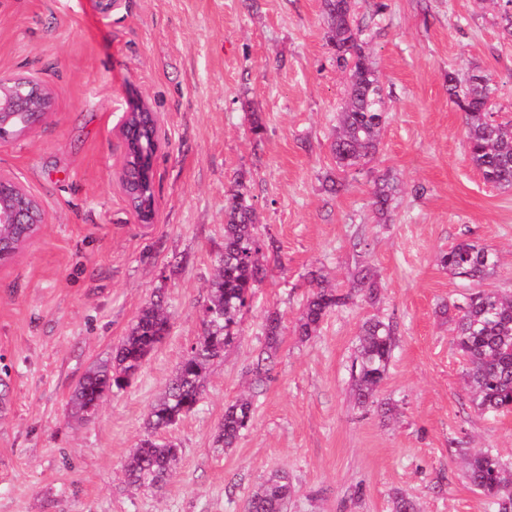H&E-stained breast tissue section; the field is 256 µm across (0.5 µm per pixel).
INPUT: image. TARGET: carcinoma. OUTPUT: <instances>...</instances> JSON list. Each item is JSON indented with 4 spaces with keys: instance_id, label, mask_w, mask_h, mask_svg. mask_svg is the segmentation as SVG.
<instances>
[{
    "instance_id": "obj_1",
    "label": "carcinoma",
    "mask_w": 512,
    "mask_h": 512,
    "mask_svg": "<svg viewBox=\"0 0 512 512\" xmlns=\"http://www.w3.org/2000/svg\"><path fill=\"white\" fill-rule=\"evenodd\" d=\"M329 23L328 40L336 68L346 75L345 99L338 112L331 151L336 166L352 169L373 156L387 120L384 88L377 76L364 39V26L355 14L354 0H323ZM491 78L475 71L461 80L448 73V97L464 114L465 139L470 160L484 180L498 189H512V122L497 121L487 111L495 96ZM396 185L383 176L374 182L372 206L387 219ZM274 242L258 234L254 208L248 203L245 185L238 181L230 190L224 208V257L210 286L204 335L184 355L165 398L150 413L151 428L165 429L195 412L202 399L203 369L236 337L238 316L247 306L254 288L262 281L259 261ZM448 273L476 285L492 275L497 255L468 239L458 241L440 256ZM353 292L373 302L378 296L375 272L359 271ZM351 294H342L314 279L306 298L296 333L312 336L325 316L344 304ZM453 341L468 362L471 401L484 413H503L512 403V295L478 290L454 306ZM168 319L160 303L143 309L112 361L99 366L79 382L71 398L73 407L94 414L98 401L113 390H122L140 371L143 360L161 342ZM282 336L281 320L269 314L265 322L266 348L254 368L257 379L267 373V363L276 354ZM392 325L370 319L362 326L357 356L352 365V394L365 408L374 403L386 378L394 346ZM251 401L240 398L224 409L217 442L230 448L252 422ZM465 459L470 485L491 500L494 512H512V471L490 450L470 453L457 449ZM179 449L172 443L146 438L124 465L127 483L136 489H155L167 479ZM291 489L279 476L258 489L248 500V512H284Z\"/></svg>"
}]
</instances>
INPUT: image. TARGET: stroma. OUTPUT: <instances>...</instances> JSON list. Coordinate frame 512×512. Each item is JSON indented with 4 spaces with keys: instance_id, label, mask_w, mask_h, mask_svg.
I'll list each match as a JSON object with an SVG mask.
<instances>
[{
    "instance_id": "1",
    "label": "stroma",
    "mask_w": 512,
    "mask_h": 512,
    "mask_svg": "<svg viewBox=\"0 0 512 512\" xmlns=\"http://www.w3.org/2000/svg\"><path fill=\"white\" fill-rule=\"evenodd\" d=\"M355 10L387 122L375 157L342 173L330 142L345 77L322 0H119L109 10L102 0H0V77L36 75L54 98L52 112L0 142V174L48 218L0 266V512H245L278 472L293 488L287 512H393L398 492L417 512H491L458 451L512 463V413L478 411L465 389L445 310L470 285L439 256L461 239L495 250L483 286L512 294V191L471 163L447 92L449 73L480 70L497 87L496 111L512 113V35L490 0H355ZM140 106L159 118L151 224L119 183L120 127ZM383 174L397 184L385 221L371 206ZM330 178L343 182L339 194L326 191ZM239 179L259 233L274 240L266 277L237 340L208 365L198 410L156 434L180 449L170 478L157 491L131 488L121 468L204 332ZM365 267L378 300L352 296L314 336H296L310 272L350 293ZM155 299L167 336L129 386L94 415L75 414L78 383ZM271 313L281 342L259 380ZM372 318L393 323L396 345L375 405L361 408L351 366ZM242 395L253 422L221 447L224 408Z\"/></svg>"
}]
</instances>
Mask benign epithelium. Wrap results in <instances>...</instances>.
I'll return each instance as SVG.
<instances>
[{
    "label": "benign epithelium",
    "mask_w": 512,
    "mask_h": 512,
    "mask_svg": "<svg viewBox=\"0 0 512 512\" xmlns=\"http://www.w3.org/2000/svg\"><path fill=\"white\" fill-rule=\"evenodd\" d=\"M51 108V94L38 77L21 74L0 79V140L25 131ZM128 144L132 164L124 181L143 186L150 179L152 154L142 149V142L132 136ZM45 223L47 216L39 203L18 182L0 174V264L11 262Z\"/></svg>",
    "instance_id": "1"
}]
</instances>
